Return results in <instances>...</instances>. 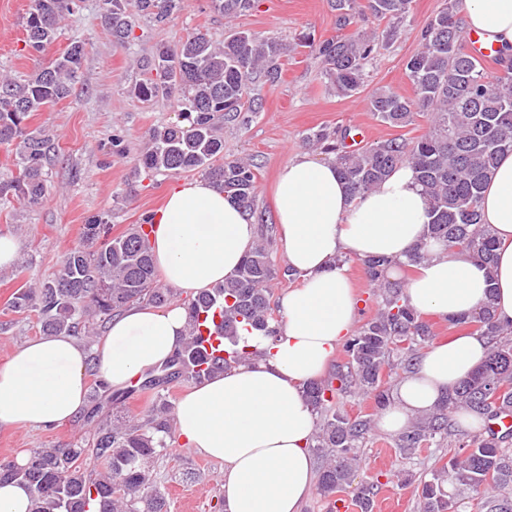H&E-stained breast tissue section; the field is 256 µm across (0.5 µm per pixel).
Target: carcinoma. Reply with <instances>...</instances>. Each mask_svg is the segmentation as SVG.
Instances as JSON below:
<instances>
[{"instance_id": "cac0c4a2", "label": "carcinoma", "mask_w": 512, "mask_h": 512, "mask_svg": "<svg viewBox=\"0 0 512 512\" xmlns=\"http://www.w3.org/2000/svg\"><path fill=\"white\" fill-rule=\"evenodd\" d=\"M462 0L446 6L420 30L421 48L404 63L412 88L406 97L380 87L368 97V110L379 122L403 128L417 115L427 131L414 139L393 137L352 149V126H324L306 134V144L332 156L340 177L354 196L378 188L402 165L412 168L431 205L430 235L472 253L491 268L496 243L481 224L482 192L498 158L512 152V56L496 51L499 74L490 79L474 53L463 47ZM226 18L251 9L255 0H210ZM412 0H331L336 27L344 30L369 14L387 20L381 31L315 41L298 38L296 47L310 49L328 86L340 97L359 94L367 83V65L379 46L396 41L410 13ZM101 19L113 42L135 39L137 18L161 25L184 6V0H101ZM63 0H31L25 47L34 55L58 37ZM287 47L249 31H235L215 43L197 32L173 46L161 47L150 63L152 75L134 86L144 101L167 98L189 126L171 124L148 131L139 166L151 173L196 172L224 189L250 214H255L257 180L254 165L224 156V136L216 118L249 122L258 112L252 97L255 78L270 82L281 76ZM86 53L72 42L61 54L26 79L0 78V147L15 155L19 175L0 181V201L15 198L27 207L40 205L48 186L51 139L28 122L71 94ZM375 291V313L343 344L345 362L329 376L307 383L303 395L318 416L309 447L325 459L319 470L318 494L330 501L343 492L362 467L360 448L372 436V414L354 417L340 410L347 397L373 401L381 410L391 403L389 378L407 373L434 340L433 324L408 303L401 288L389 280L391 261H360ZM296 281L286 266L277 267L265 235L251 245L235 276L199 293L187 305L185 342L158 374L144 386L155 390L175 381L201 384L248 356L240 343L246 335H277L278 305L268 288L276 278ZM171 289L158 284L149 233L135 225L110 236L97 220L85 227L83 241L71 249L53 278L36 287L18 289L7 310L35 314L47 336H83L92 342L97 328L132 305L163 306ZM489 340L485 362L449 390L432 411L412 418L397 435L395 447L408 459L431 448L448 452L439 467L404 482H416L415 512H468L478 501L480 512H512V429L494 424L512 414V329L501 326L490 310L448 320ZM87 414L89 447L40 448L24 463L0 461V483H25L32 492L29 512H167L145 462L174 434L170 408L154 404L141 425L113 417L114 397L91 394ZM469 413L483 422L467 440L455 439L452 415ZM104 468L89 470L87 460ZM379 481L360 484L356 500L374 501Z\"/></svg>"}]
</instances>
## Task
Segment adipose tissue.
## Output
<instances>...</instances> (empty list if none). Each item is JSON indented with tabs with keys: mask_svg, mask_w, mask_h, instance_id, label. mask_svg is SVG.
<instances>
[{
	"mask_svg": "<svg viewBox=\"0 0 512 512\" xmlns=\"http://www.w3.org/2000/svg\"><path fill=\"white\" fill-rule=\"evenodd\" d=\"M462 16L470 34L512 48V0H463ZM150 222L155 265L165 284L185 295L234 276L256 235L253 217L203 179L174 186ZM429 222V202L411 168L356 198L332 161L299 152L280 169L277 238L303 282L280 297L277 336L249 337L250 358L190 387L177 404L183 449L224 468L227 512H301L313 490L307 445L315 415L301 388L327 374L356 327L357 299L341 256L391 260L390 280H401L421 315L445 319L488 309L501 324L512 323V153L498 159L481 201V222L497 242L493 268L429 239ZM421 243L426 258L400 279V262ZM186 323L178 303L132 306L113 317L93 350L63 335L27 341L0 364V428H49L78 416L90 364L108 391L126 390L175 354ZM487 350L476 332L431 345L381 411V429L402 431L474 371Z\"/></svg>",
	"mask_w": 512,
	"mask_h": 512,
	"instance_id": "ef3b65f1",
	"label": "adipose tissue"
}]
</instances>
